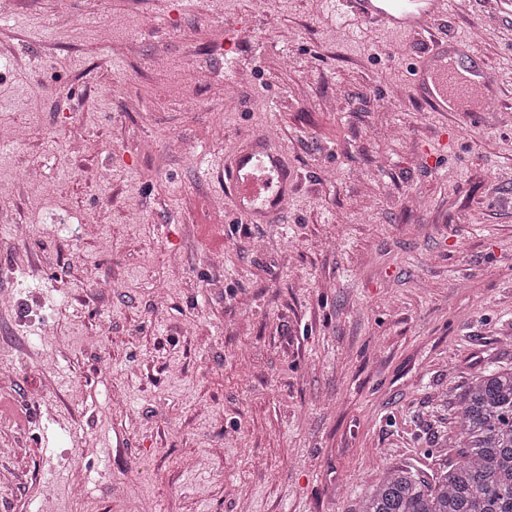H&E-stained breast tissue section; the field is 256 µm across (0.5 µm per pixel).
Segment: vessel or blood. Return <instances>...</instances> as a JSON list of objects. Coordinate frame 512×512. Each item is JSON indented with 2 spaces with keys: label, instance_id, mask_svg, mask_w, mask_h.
Returning <instances> with one entry per match:
<instances>
[{
  "label": "vessel or blood",
  "instance_id": "1",
  "mask_svg": "<svg viewBox=\"0 0 512 512\" xmlns=\"http://www.w3.org/2000/svg\"><path fill=\"white\" fill-rule=\"evenodd\" d=\"M341 7L393 35L417 37L422 50L411 66L414 97L432 112H483L496 92L497 77L461 37L438 32L449 0H338ZM226 189L240 214L266 222L281 210L293 181L281 147L242 142L224 160Z\"/></svg>",
  "mask_w": 512,
  "mask_h": 512
}]
</instances>
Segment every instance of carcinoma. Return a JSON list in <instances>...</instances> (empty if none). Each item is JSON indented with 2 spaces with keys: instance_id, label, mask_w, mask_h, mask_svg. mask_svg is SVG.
<instances>
[{
  "instance_id": "cac0c4a2",
  "label": "carcinoma",
  "mask_w": 512,
  "mask_h": 512,
  "mask_svg": "<svg viewBox=\"0 0 512 512\" xmlns=\"http://www.w3.org/2000/svg\"><path fill=\"white\" fill-rule=\"evenodd\" d=\"M448 398L458 460L430 476L385 469L359 512H512V368L489 366Z\"/></svg>"
}]
</instances>
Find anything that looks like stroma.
Returning <instances> with one entry per match:
<instances>
[{"label": "stroma", "instance_id": "1", "mask_svg": "<svg viewBox=\"0 0 512 512\" xmlns=\"http://www.w3.org/2000/svg\"><path fill=\"white\" fill-rule=\"evenodd\" d=\"M321 2L0 0V512H358L512 367V0L442 26L498 75L476 122ZM267 132L300 185L255 224L224 158Z\"/></svg>", "mask_w": 512, "mask_h": 512}]
</instances>
